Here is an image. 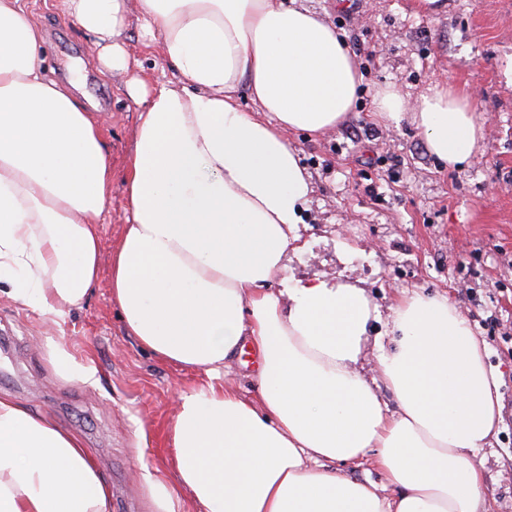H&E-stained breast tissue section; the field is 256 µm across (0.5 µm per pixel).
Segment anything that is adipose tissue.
<instances>
[{
  "mask_svg": "<svg viewBox=\"0 0 512 512\" xmlns=\"http://www.w3.org/2000/svg\"><path fill=\"white\" fill-rule=\"evenodd\" d=\"M101 65L125 71L138 22L180 76L133 83L142 110L127 160V224L105 251L112 172L99 122L49 78L25 0H0V290L59 322L102 269L128 336L203 374L168 432L173 482L203 512H487L472 455L501 421L498 375L448 297L390 308L378 373L359 369L379 317L363 289L323 279L273 290L311 178L288 136L336 130L360 84L335 28L300 0H57ZM247 87L255 111L242 109ZM379 122L410 119L429 153L467 163L484 128L470 97L434 85L375 96ZM256 397L224 381L243 348ZM370 465L391 493L341 474ZM109 488L80 443L0 395V512H106Z\"/></svg>",
  "mask_w": 512,
  "mask_h": 512,
  "instance_id": "obj_1",
  "label": "adipose tissue"
}]
</instances>
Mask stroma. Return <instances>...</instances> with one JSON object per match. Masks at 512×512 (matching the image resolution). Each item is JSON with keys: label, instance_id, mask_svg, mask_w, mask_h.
Instances as JSON below:
<instances>
[{"label": "stroma", "instance_id": "stroma-1", "mask_svg": "<svg viewBox=\"0 0 512 512\" xmlns=\"http://www.w3.org/2000/svg\"><path fill=\"white\" fill-rule=\"evenodd\" d=\"M304 0L353 52L362 76L349 118L335 131L292 134L314 192L296 228L298 248L274 281L282 289L324 276L363 288L380 313L411 291L447 295L485 345L500 378L501 424L473 462L485 478L490 512H512V0ZM44 31L54 79L100 120L112 167V200L101 237H122L123 182L140 103L130 80H178L144 44L139 25L122 39L128 72L101 71L90 37L50 0H26ZM434 82L467 92L484 142L460 169L444 168L408 121L386 128L374 97L386 85L415 99ZM93 366L89 385L54 367L48 342ZM203 375L167 364L128 336L102 271L86 304L60 326L0 296V394L53 419L80 440L111 488L107 512H157L151 482L172 481L167 440L182 392Z\"/></svg>", "mask_w": 512, "mask_h": 512}]
</instances>
